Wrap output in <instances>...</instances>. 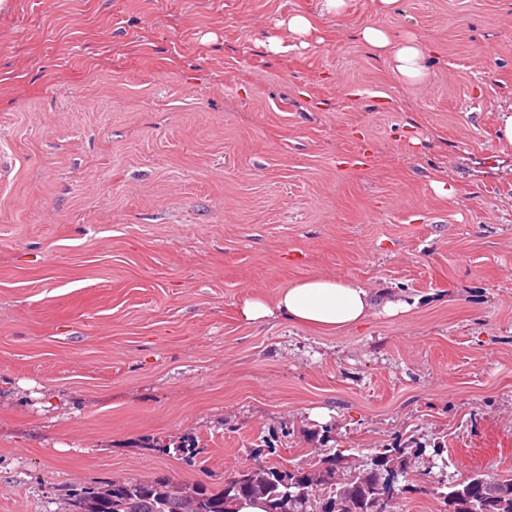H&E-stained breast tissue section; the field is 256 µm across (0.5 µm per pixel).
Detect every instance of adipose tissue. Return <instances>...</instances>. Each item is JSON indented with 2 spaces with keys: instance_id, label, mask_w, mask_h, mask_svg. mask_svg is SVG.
<instances>
[{
  "instance_id": "1",
  "label": "adipose tissue",
  "mask_w": 512,
  "mask_h": 512,
  "mask_svg": "<svg viewBox=\"0 0 512 512\" xmlns=\"http://www.w3.org/2000/svg\"><path fill=\"white\" fill-rule=\"evenodd\" d=\"M359 38L376 53L388 57L394 71L406 82L424 80L429 47L414 34L407 32L396 37L384 26L368 25L360 30ZM378 308L395 314L404 305L394 299L377 300L373 290L357 280L318 274L282 289L275 300L261 296L245 299L240 315L252 324L280 318L337 331L362 323Z\"/></svg>"
}]
</instances>
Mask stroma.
I'll use <instances>...</instances> for the list:
<instances>
[{
    "mask_svg": "<svg viewBox=\"0 0 512 512\" xmlns=\"http://www.w3.org/2000/svg\"><path fill=\"white\" fill-rule=\"evenodd\" d=\"M11 0L0 11V512L411 449L391 512L512 474V0ZM294 14L317 37L277 53ZM433 45L404 82L356 37ZM367 166H354L357 157ZM313 274L406 302L243 321ZM193 436L184 461L161 447ZM442 454H435L434 445Z\"/></svg>",
    "mask_w": 512,
    "mask_h": 512,
    "instance_id": "obj_1",
    "label": "stroma"
}]
</instances>
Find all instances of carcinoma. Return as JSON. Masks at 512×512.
<instances>
[{"label":"carcinoma","mask_w":512,"mask_h":512,"mask_svg":"<svg viewBox=\"0 0 512 512\" xmlns=\"http://www.w3.org/2000/svg\"><path fill=\"white\" fill-rule=\"evenodd\" d=\"M165 454L193 459L200 454L198 439H188L173 446L162 447ZM410 461L398 447H385L367 457L364 471L350 473L337 483L343 492L342 512H366L367 503L380 492L379 475L394 469L406 474ZM240 480L218 488L203 484L195 486L196 512H237L245 499H257L264 512H281L287 484L307 481L304 470L297 467L258 464L238 472ZM64 489L69 512H183L182 485L168 478L157 477L140 482L102 483ZM446 512H512V476L490 480L481 475L448 485L443 493Z\"/></svg>","instance_id":"cac0c4a2"}]
</instances>
